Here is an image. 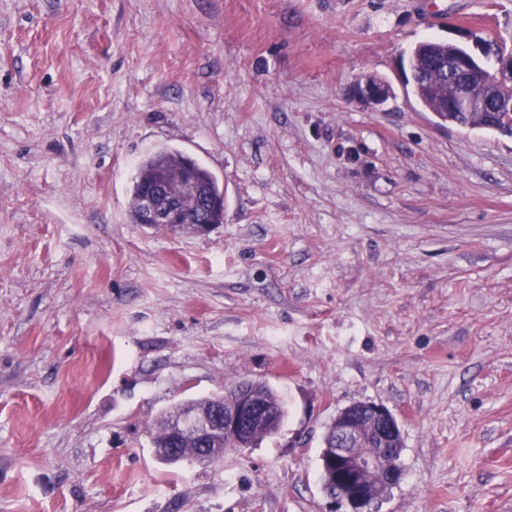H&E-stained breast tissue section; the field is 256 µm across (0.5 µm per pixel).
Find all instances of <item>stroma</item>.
I'll use <instances>...</instances> for the list:
<instances>
[{"label":"stroma","mask_w":512,"mask_h":512,"mask_svg":"<svg viewBox=\"0 0 512 512\" xmlns=\"http://www.w3.org/2000/svg\"><path fill=\"white\" fill-rule=\"evenodd\" d=\"M479 38L512 46V0H0V512H330L358 401L402 426L381 512H512V138L402 66ZM162 148L223 183L210 234L131 223ZM242 379L275 434L155 457ZM358 94L366 103L377 107L387 101L389 89L383 81L373 76H366L363 82L358 84Z\"/></svg>","instance_id":"1"}]
</instances>
